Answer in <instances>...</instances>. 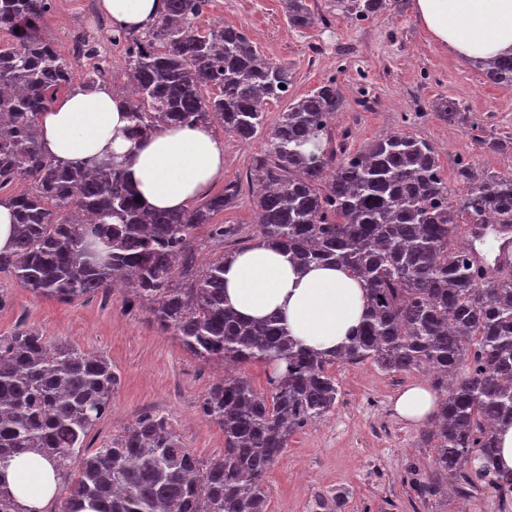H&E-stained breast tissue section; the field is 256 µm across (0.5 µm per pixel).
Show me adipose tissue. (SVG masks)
<instances>
[{"instance_id":"obj_1","label":"adipose tissue","mask_w":512,"mask_h":512,"mask_svg":"<svg viewBox=\"0 0 512 512\" xmlns=\"http://www.w3.org/2000/svg\"><path fill=\"white\" fill-rule=\"evenodd\" d=\"M113 25L139 28L160 17L164 0H101ZM432 40L459 59L512 52V0H415ZM48 151L80 163L95 156L126 157L129 182L150 210L176 211L206 196L224 175V142L207 126L167 127L139 147L124 137L130 123L122 99L107 88L75 85L39 116ZM225 295L245 320L278 314L289 335L320 352L341 349L359 326L365 290L343 270L302 267L273 246L238 252L224 266ZM437 396L426 385L400 392L394 410L412 424L436 413ZM6 482L30 512H42L58 491L52 465L35 454L12 461Z\"/></svg>"}]
</instances>
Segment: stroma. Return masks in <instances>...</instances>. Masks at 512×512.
Listing matches in <instances>:
<instances>
[{
    "instance_id": "35a3bbf8",
    "label": "stroma",
    "mask_w": 512,
    "mask_h": 512,
    "mask_svg": "<svg viewBox=\"0 0 512 512\" xmlns=\"http://www.w3.org/2000/svg\"><path fill=\"white\" fill-rule=\"evenodd\" d=\"M86 0H55L44 20V35L69 54L74 32L99 50L112 67V86L126 85L123 46L112 44ZM415 0L359 22L330 12L329 0H308L314 24L307 30L289 28L281 0H213L196 21L207 31L210 15L243 29L273 63L289 64L294 72L289 97H300L328 78L336 79L345 107L330 127L338 143L358 151L375 140L408 132L433 144L452 199L466 187L454 178L459 158L470 157L485 170L512 174V152H485L483 136L512 137V87L484 81L468 62L440 50L414 11ZM456 99L466 123L442 120L437 97ZM224 178L241 183L237 201L217 223L235 228L234 237L216 243L208 227L195 233L200 260L216 259L229 249L253 245L257 238L254 190L250 178L258 160L267 158V134L242 142L223 128ZM0 334L19 322L40 330L50 340L82 351L105 355L120 384L110 411L87 439L97 448L150 409L172 422L182 441L201 459L224 450L219 426L199 411L203 395L221 377L220 366L189 353L177 336L162 331L145 309L130 307L128 293L113 286L71 303L34 296L9 276L0 274ZM339 385L336 409L295 432L286 450L268 471L265 488L268 512H308L319 495L347 491L342 512H498L494 488L485 487L465 500L446 491L430 500L417 498L408 478L410 469L429 473L433 449L424 447L423 427L406 424L394 411V400L406 386L430 384L428 373L389 375L374 365H334Z\"/></svg>"
}]
</instances>
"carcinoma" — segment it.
Instances as JSON below:
<instances>
[{
  "label": "carcinoma",
  "instance_id": "obj_1",
  "mask_svg": "<svg viewBox=\"0 0 512 512\" xmlns=\"http://www.w3.org/2000/svg\"><path fill=\"white\" fill-rule=\"evenodd\" d=\"M211 0H166L140 29L115 28L125 45L132 98L126 138L137 147L165 126L219 124L248 142L264 129L263 106L288 98L292 68L263 58L241 30L202 33L196 20ZM288 26L311 27L306 0H282ZM391 0H332L357 20ZM52 0H0V204L10 206L13 248L0 251V274L35 296L70 302L121 284L192 355L239 367L273 365L269 394L236 372L203 396L200 412L224 432V453L209 460L186 448L169 419L152 411L91 451L86 440L112 403L119 376L110 360L18 325L0 336V470L34 453L64 477L62 512H268L264 476L290 436L336 408L330 368L370 362L386 373L426 370L440 404L422 435L434 449L421 497L453 484L471 497L486 480L512 497V471L494 466V428L512 424V270L481 280L474 247L457 245L460 226L512 225V176L483 173L460 160L466 194L450 201L435 148L409 133L337 151L329 120L345 103L336 80L291 100L270 131L271 152L257 165L263 187L253 204L263 244L300 266L333 264L367 292L365 318L332 355L289 338L279 319L246 321L224 299L229 251L206 265L195 231L241 192L229 181L192 208L148 213L117 157L81 164L42 146L38 116L71 84L72 64L40 32ZM485 81L512 87V53L476 60ZM285 88H280V85ZM213 93L207 94L205 90ZM444 120L459 103L441 97ZM490 153L512 142L474 136ZM28 187L17 192L14 185ZM340 495L319 496L309 512H340ZM0 512H30L0 473Z\"/></svg>",
  "mask_w": 512,
  "mask_h": 512
}]
</instances>
